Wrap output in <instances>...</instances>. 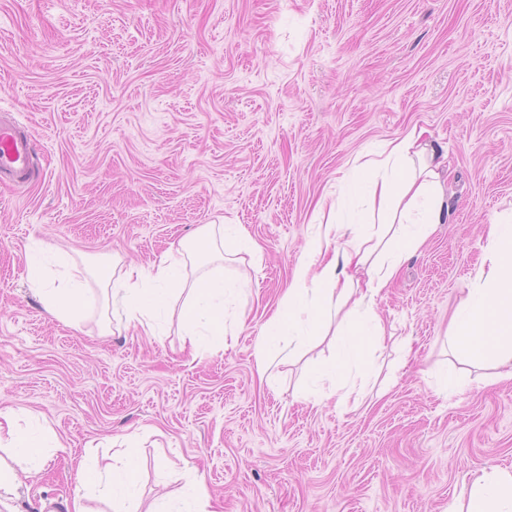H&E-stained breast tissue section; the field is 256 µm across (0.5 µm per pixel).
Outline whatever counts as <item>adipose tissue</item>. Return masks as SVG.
Masks as SVG:
<instances>
[{
	"mask_svg": "<svg viewBox=\"0 0 512 512\" xmlns=\"http://www.w3.org/2000/svg\"><path fill=\"white\" fill-rule=\"evenodd\" d=\"M354 188L362 197L364 221L338 223L334 206L320 204L319 231L309 240L292 284L255 349L257 371L263 375L276 362L296 357L298 345L315 344L328 327H335L334 361L296 385L299 395L319 401L344 391L346 371L362 364L367 349L383 345L386 327L374 311L376 297L401 261L419 251L435 226L448 218L439 150L414 129L389 142L380 158L362 164ZM489 242L490 268L480 273L476 288L461 302L451 339L467 360L506 367L512 377V226L493 225ZM199 244L214 251L199 260L195 279H187L183 259L171 255L146 270L130 269L115 279L104 276L113 317L152 334L157 314L171 310L178 300V319L191 347L204 339L223 343L229 288L212 266L223 263L225 256L255 251L256 244L235 224L205 225ZM380 249L390 255L381 267L372 259ZM66 278L64 287H45L39 262L29 264V280L47 309L73 323L84 307L85 290L78 270L67 271ZM138 473V451L129 447L112 475L82 465L77 483L96 489L112 512H132ZM466 512H512V474L493 469L475 478Z\"/></svg>",
	"mask_w": 512,
	"mask_h": 512,
	"instance_id": "ef3b65f1",
	"label": "adipose tissue"
}]
</instances>
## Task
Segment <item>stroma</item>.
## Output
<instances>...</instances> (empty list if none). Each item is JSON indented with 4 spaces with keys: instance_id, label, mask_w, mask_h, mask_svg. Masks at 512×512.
Returning <instances> with one entry per match:
<instances>
[{
    "instance_id": "35a3bbf8",
    "label": "stroma",
    "mask_w": 512,
    "mask_h": 512,
    "mask_svg": "<svg viewBox=\"0 0 512 512\" xmlns=\"http://www.w3.org/2000/svg\"><path fill=\"white\" fill-rule=\"evenodd\" d=\"M0 108L34 141L29 182L0 183V457L20 433L46 444L0 512H108L75 469L131 435L137 512L181 493L163 456L197 469L212 512H446L482 471L512 473V379L449 340L490 225L512 222V0H0ZM414 127L447 151L448 220L376 298L367 394L296 395L331 335L259 378L318 202L357 221L345 178ZM204 224L258 246L224 263L249 286L223 346L115 320L91 276L74 327L30 286L31 257L55 288L60 255L147 268Z\"/></svg>"
}]
</instances>
